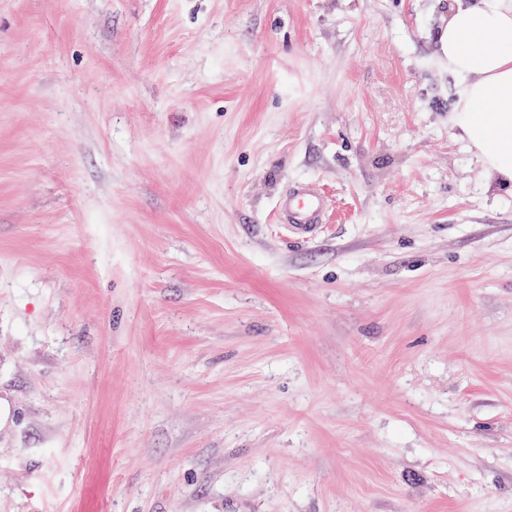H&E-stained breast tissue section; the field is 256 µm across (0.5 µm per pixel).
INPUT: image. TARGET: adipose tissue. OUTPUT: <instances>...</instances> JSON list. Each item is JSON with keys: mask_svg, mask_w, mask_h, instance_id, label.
I'll list each match as a JSON object with an SVG mask.
<instances>
[{"mask_svg": "<svg viewBox=\"0 0 512 512\" xmlns=\"http://www.w3.org/2000/svg\"><path fill=\"white\" fill-rule=\"evenodd\" d=\"M440 40L460 86L458 138L501 185L512 183V0H450Z\"/></svg>", "mask_w": 512, "mask_h": 512, "instance_id": "ef3b65f1", "label": "adipose tissue"}]
</instances>
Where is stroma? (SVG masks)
<instances>
[{
	"mask_svg": "<svg viewBox=\"0 0 512 512\" xmlns=\"http://www.w3.org/2000/svg\"><path fill=\"white\" fill-rule=\"evenodd\" d=\"M447 14L0 0V512H512V188ZM322 191L314 185H300L291 190L278 204L281 219L290 224L298 237H307L320 224L325 210Z\"/></svg>",
	"mask_w": 512,
	"mask_h": 512,
	"instance_id": "1",
	"label": "stroma"
}]
</instances>
